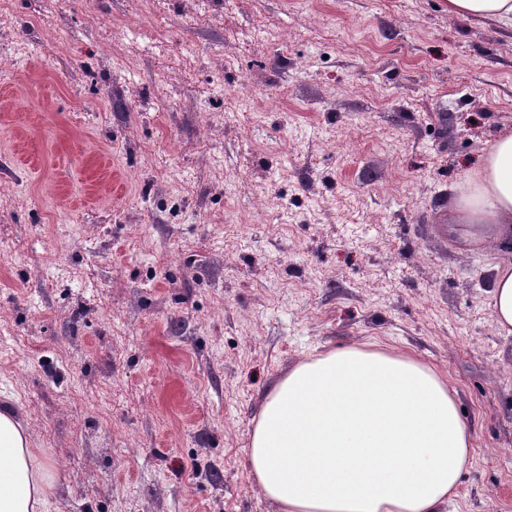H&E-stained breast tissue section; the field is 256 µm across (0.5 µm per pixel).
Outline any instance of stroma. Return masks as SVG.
Listing matches in <instances>:
<instances>
[{
  "label": "stroma",
  "mask_w": 512,
  "mask_h": 512,
  "mask_svg": "<svg viewBox=\"0 0 512 512\" xmlns=\"http://www.w3.org/2000/svg\"><path fill=\"white\" fill-rule=\"evenodd\" d=\"M505 130L512 28L445 0H0V401L56 512H279L265 394L366 343L472 426L446 512H501L495 248L433 216Z\"/></svg>",
  "instance_id": "obj_1"
}]
</instances>
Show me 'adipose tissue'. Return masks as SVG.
I'll return each mask as SVG.
<instances>
[{
  "label": "adipose tissue",
  "instance_id": "obj_1",
  "mask_svg": "<svg viewBox=\"0 0 512 512\" xmlns=\"http://www.w3.org/2000/svg\"><path fill=\"white\" fill-rule=\"evenodd\" d=\"M452 15L512 25V0H447ZM448 221L492 240L495 322L512 335V131L455 190ZM473 437L446 381L417 359L349 348L299 364L269 390L248 462L280 512H443ZM59 472L0 408V512H55Z\"/></svg>",
  "mask_w": 512,
  "mask_h": 512
}]
</instances>
